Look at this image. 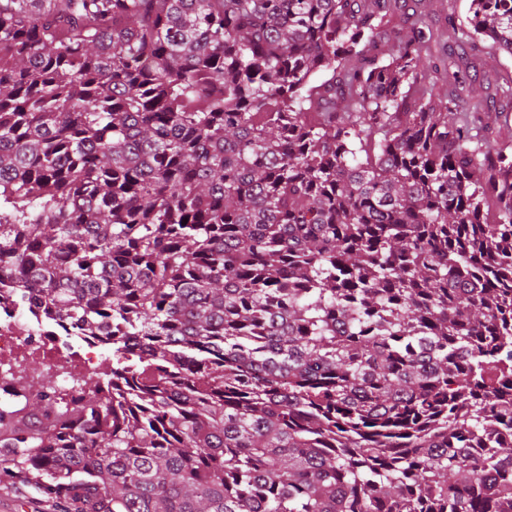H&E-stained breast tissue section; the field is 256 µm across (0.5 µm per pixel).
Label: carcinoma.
<instances>
[{"label":"carcinoma","mask_w":512,"mask_h":512,"mask_svg":"<svg viewBox=\"0 0 512 512\" xmlns=\"http://www.w3.org/2000/svg\"><path fill=\"white\" fill-rule=\"evenodd\" d=\"M398 9L0 0V270L116 357L17 380L0 474L75 512H512V155L469 81L512 0ZM425 9L429 14V21L434 28L448 26V14H453L456 20L466 21L470 15L468 8L470 0H426Z\"/></svg>","instance_id":"1"}]
</instances>
